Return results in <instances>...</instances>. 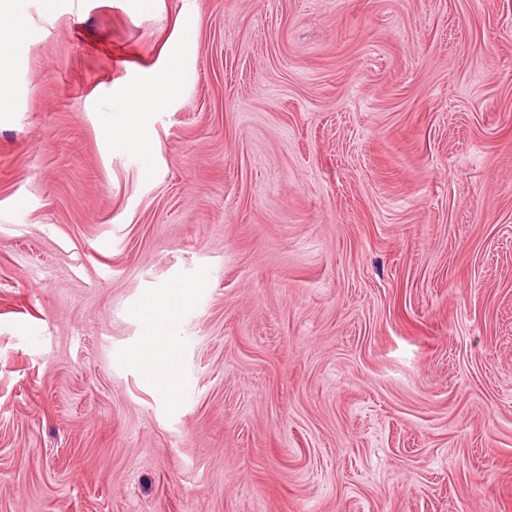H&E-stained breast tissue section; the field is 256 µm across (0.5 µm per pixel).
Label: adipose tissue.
Returning a JSON list of instances; mask_svg holds the SVG:
<instances>
[{
	"label": "adipose tissue",
	"instance_id": "ef3b65f1",
	"mask_svg": "<svg viewBox=\"0 0 512 512\" xmlns=\"http://www.w3.org/2000/svg\"><path fill=\"white\" fill-rule=\"evenodd\" d=\"M9 16L8 26L0 27V112H9L15 106V86L10 78L17 49L29 37V24L18 7V0H0V16ZM182 86L180 69L171 68L133 87H122L116 92L122 103V117L107 125L106 133L113 143L137 146L144 157L152 150L146 135L145 116L163 109L176 97ZM161 298L147 299L141 314L147 321L149 340L144 348L131 355L133 363L141 366L148 379L163 394L173 395L178 387V365L173 351L176 334L172 319L155 316Z\"/></svg>",
	"mask_w": 512,
	"mask_h": 512
}]
</instances>
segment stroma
Listing matches in <instances>:
<instances>
[{
	"mask_svg": "<svg viewBox=\"0 0 512 512\" xmlns=\"http://www.w3.org/2000/svg\"><path fill=\"white\" fill-rule=\"evenodd\" d=\"M20 5L0 512H512V0ZM181 86V70L170 68L137 86L116 90L123 113L118 122L106 126V134L113 144L134 143L145 158H150L152 150L146 135V113L166 107L179 94ZM175 302L151 297L142 304L140 312L147 321L149 340L141 352L131 354L132 362L141 366L152 384L168 396L175 394L179 385L178 365L173 351L176 329L171 318L155 317L154 311L160 305H171Z\"/></svg>",
	"mask_w": 512,
	"mask_h": 512,
	"instance_id": "stroma-1",
	"label": "stroma"
}]
</instances>
